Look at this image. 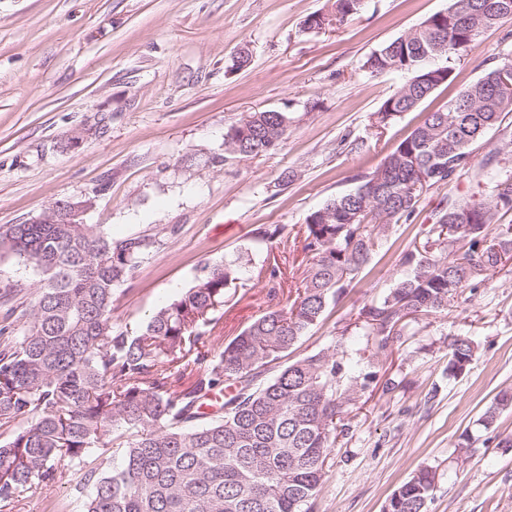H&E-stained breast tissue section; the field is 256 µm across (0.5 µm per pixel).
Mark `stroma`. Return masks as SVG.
I'll list each match as a JSON object with an SVG mask.
<instances>
[{
	"instance_id": "obj_1",
	"label": "stroma",
	"mask_w": 512,
	"mask_h": 512,
	"mask_svg": "<svg viewBox=\"0 0 512 512\" xmlns=\"http://www.w3.org/2000/svg\"><path fill=\"white\" fill-rule=\"evenodd\" d=\"M448 0H364L322 29L304 20L329 0H0V225L21 224L61 199L92 200L85 223L151 245L116 288L112 322L136 335L191 288L204 265L240 263L243 288L211 343L222 348L257 316L289 306L305 276V219L353 191L424 119L512 54V21L482 32L453 79L384 129L382 102L406 76L364 60ZM250 65L230 70L240 49ZM288 114L266 154L225 159L224 132L251 112ZM365 140L363 149L343 138ZM512 148V112L473 147V170L427 189L386 234L345 293L296 345L302 358L339 344L376 374L328 457L310 512H383L392 492L428 466V512H512V408L491 428L479 419L512 389V261L485 272L444 313L417 315L385 354L358 329L360 309L386 295L446 204L478 191L476 173ZM279 227L272 240L262 229ZM277 277H270L271 268ZM40 273L0 257V327L18 331ZM475 353L448 371V337ZM469 434V448L460 437ZM69 481L42 486L0 512H80Z\"/></svg>"
}]
</instances>
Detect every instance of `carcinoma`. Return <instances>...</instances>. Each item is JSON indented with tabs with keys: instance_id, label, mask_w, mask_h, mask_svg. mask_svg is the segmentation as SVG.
<instances>
[{
	"instance_id": "carcinoma-1",
	"label": "carcinoma",
	"mask_w": 512,
	"mask_h": 512,
	"mask_svg": "<svg viewBox=\"0 0 512 512\" xmlns=\"http://www.w3.org/2000/svg\"><path fill=\"white\" fill-rule=\"evenodd\" d=\"M460 0L372 52L363 67L400 71L407 80L380 106L387 125L415 110L452 80L461 53L489 28L512 21V0ZM363 0H334L332 11L311 14L316 30L358 13ZM492 65L475 82L426 115L353 191L327 201L305 220L309 267L288 308L267 310L217 350L211 335L224 299L239 286L238 269L213 265L180 298L157 310L128 336L112 324L115 287L129 281L148 247L141 237L116 238L72 218L60 200L43 222L0 227V254L23 257L41 274L29 320L0 346V502L77 474L72 485L82 512H308L336 432L358 393L375 374L345 372L336 345L296 359L259 380L317 324L370 261L378 227L409 217L424 188L472 169V145L512 111V93L498 91ZM283 111L251 112L224 133V157L268 153L287 131ZM428 177L414 188L417 172ZM479 196L441 210L421 248L404 253L408 267L381 300L360 311L364 335L384 350L400 336L403 319L442 313L478 274L512 260V225L492 233L502 209L512 210V149L498 152L482 173ZM469 240L461 255L448 252ZM448 372L458 375L474 356L463 332L448 339ZM229 387L216 413L204 399ZM512 407V390L499 391L480 421L488 429ZM121 456L108 470L107 455ZM434 473L416 470L383 512H427Z\"/></svg>"
}]
</instances>
